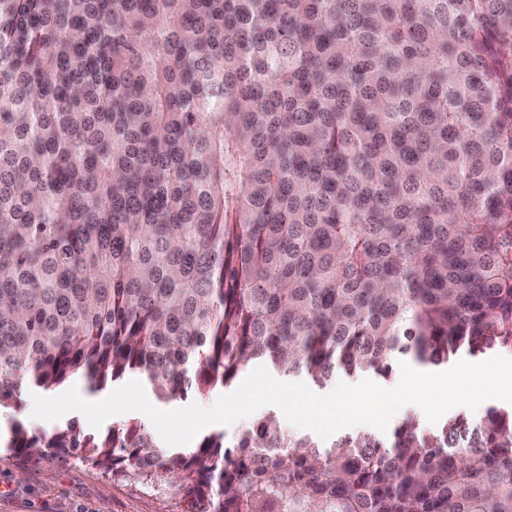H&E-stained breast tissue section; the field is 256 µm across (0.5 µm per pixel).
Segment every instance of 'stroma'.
I'll return each mask as SVG.
<instances>
[{
  "label": "stroma",
  "instance_id": "35a3bbf8",
  "mask_svg": "<svg viewBox=\"0 0 512 512\" xmlns=\"http://www.w3.org/2000/svg\"><path fill=\"white\" fill-rule=\"evenodd\" d=\"M0 512H209V505L166 484L114 480L71 453L32 466L0 461Z\"/></svg>",
  "mask_w": 512,
  "mask_h": 512
}]
</instances>
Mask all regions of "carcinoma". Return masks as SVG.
Listing matches in <instances>:
<instances>
[{
  "instance_id": "cac0c4a2",
  "label": "carcinoma",
  "mask_w": 512,
  "mask_h": 512,
  "mask_svg": "<svg viewBox=\"0 0 512 512\" xmlns=\"http://www.w3.org/2000/svg\"><path fill=\"white\" fill-rule=\"evenodd\" d=\"M461 353L512 354V0H0V410ZM75 449L210 512H512V406L387 442L0 436Z\"/></svg>"
}]
</instances>
